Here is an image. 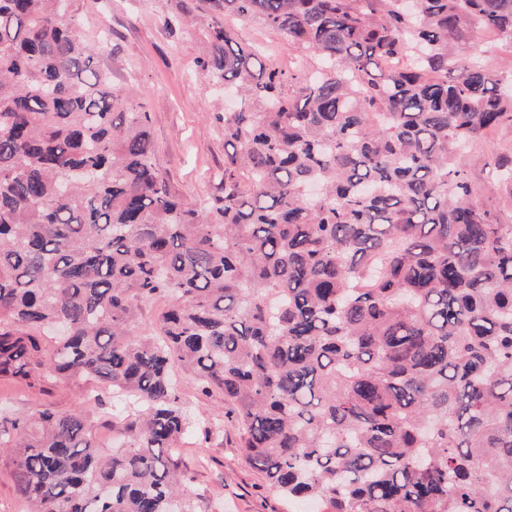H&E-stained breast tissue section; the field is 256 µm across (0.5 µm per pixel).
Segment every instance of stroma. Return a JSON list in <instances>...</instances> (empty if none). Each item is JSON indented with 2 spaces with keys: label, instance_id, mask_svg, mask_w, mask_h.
<instances>
[{
  "label": "stroma",
  "instance_id": "obj_1",
  "mask_svg": "<svg viewBox=\"0 0 512 512\" xmlns=\"http://www.w3.org/2000/svg\"><path fill=\"white\" fill-rule=\"evenodd\" d=\"M179 0H75L78 34L93 40L107 32L110 43L96 64L110 71L114 85L135 89L143 111L150 117L151 133L158 145L157 164L171 187L192 199L221 196L219 177L224 171V129L214 119L218 103L196 76L205 49L199 30L200 12L183 17L180 27H166L164 19L176 12ZM482 49L491 79H512V39L495 32L456 49L466 61ZM512 154V125L476 139L461 157L478 192L479 207L495 215L498 223L512 224V180L488 186L491 164L497 155ZM178 389L196 426L182 442L187 465L186 486L195 512H211L223 501L224 512H302L270 491L261 474L250 469L238 452L239 433L225 424L224 434L206 438L199 421L224 414L220 397L207 398L196 391L192 375L179 374ZM83 391L70 382H55L43 389L30 388L0 378V419L48 407L64 413L82 406Z\"/></svg>",
  "mask_w": 512,
  "mask_h": 512
}]
</instances>
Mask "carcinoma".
<instances>
[{
	"label": "carcinoma",
	"mask_w": 512,
	"mask_h": 512,
	"mask_svg": "<svg viewBox=\"0 0 512 512\" xmlns=\"http://www.w3.org/2000/svg\"><path fill=\"white\" fill-rule=\"evenodd\" d=\"M70 2L0 0V377L138 407L108 454L84 409L0 419L27 512H193L177 370L290 500L512 512V225L460 164L512 90L476 59L448 80L475 32L512 39V0H198L199 72L237 97L209 204L171 191ZM231 15L319 68L244 49ZM158 297L178 304L133 333Z\"/></svg>",
	"instance_id": "1"
}]
</instances>
